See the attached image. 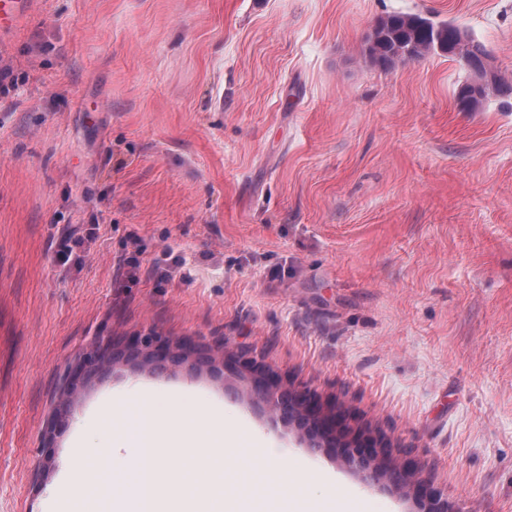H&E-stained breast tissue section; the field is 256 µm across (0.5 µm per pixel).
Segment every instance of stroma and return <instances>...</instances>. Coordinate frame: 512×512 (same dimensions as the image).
Masks as SVG:
<instances>
[{
    "label": "stroma",
    "instance_id": "obj_1",
    "mask_svg": "<svg viewBox=\"0 0 512 512\" xmlns=\"http://www.w3.org/2000/svg\"><path fill=\"white\" fill-rule=\"evenodd\" d=\"M395 14L457 25L512 77V0H34L0 40V512H53L75 444L139 386L244 437L224 488L187 442L173 512H330L255 470L270 443L358 512H418L210 375L224 340L340 399L463 512H512V107L460 111L444 54L367 62ZM135 334L198 350L158 372L128 361ZM96 343L115 362L63 397Z\"/></svg>",
    "mask_w": 512,
    "mask_h": 512
}]
</instances>
